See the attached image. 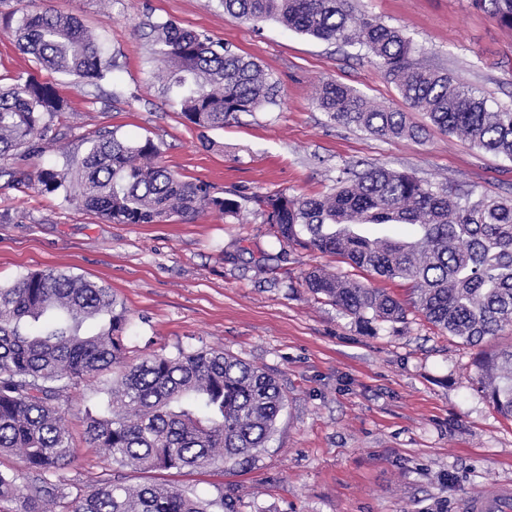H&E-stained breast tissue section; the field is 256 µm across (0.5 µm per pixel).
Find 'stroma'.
Returning a JSON list of instances; mask_svg holds the SVG:
<instances>
[{
	"label": "stroma",
	"mask_w": 512,
	"mask_h": 512,
	"mask_svg": "<svg viewBox=\"0 0 512 512\" xmlns=\"http://www.w3.org/2000/svg\"><path fill=\"white\" fill-rule=\"evenodd\" d=\"M401 28L423 63L458 76L494 106H512V30L471 0H359ZM51 9L77 17L112 62L100 84L40 69L5 30L9 17ZM171 21L252 57L277 80L285 103L201 129L181 114L157 73L153 23ZM51 85L65 109L24 158L62 168L87 139L118 129L153 140L183 179L237 200V216L205 210L158 224H113L63 197L0 178V286L54 269L112 288L127 309L130 358L213 348L262 367L287 396L259 453L234 466L144 471L123 483H163L237 512H461L490 482H512V419L486 397L476 350L422 317L364 331L315 299L301 276L345 269L338 258L280 248L260 197L322 195L343 170L384 165L461 189L512 196V162L429 126L419 139L383 141L331 120L313 100L335 81L379 107L403 108L394 82L365 49L341 46L225 15L219 0H0V83ZM111 372L71 388L61 405L78 485L110 469L85 441L83 412L103 401Z\"/></svg>",
	"instance_id": "stroma-1"
}]
</instances>
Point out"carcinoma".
Segmentation results:
<instances>
[{
    "instance_id": "carcinoma-1",
    "label": "carcinoma",
    "mask_w": 512,
    "mask_h": 512,
    "mask_svg": "<svg viewBox=\"0 0 512 512\" xmlns=\"http://www.w3.org/2000/svg\"><path fill=\"white\" fill-rule=\"evenodd\" d=\"M244 21L274 20L324 41L359 45L376 59L410 109L440 131L512 162V108L492 107L448 73L416 57L402 30L360 12L354 0H221ZM512 29V0H472ZM19 49L42 68L90 84L111 73L100 40L74 16L24 13L10 27ZM159 79L176 90L181 112L201 128H222L242 112L282 104L277 81L250 57L165 21L155 25ZM316 104L334 120L382 140L419 137L408 113L379 108L353 88L327 81ZM64 103L48 84L0 87V160L22 156L47 136ZM16 186L57 193L114 224H156L173 215L212 209L227 216L240 206L202 182L185 181L160 162L150 139L132 141L101 131L70 166L8 171ZM263 223L279 245L340 258L352 268L411 284L402 302L345 272L314 268L303 285L314 296L363 323H405L414 312L441 333L478 346L512 325V197L462 191L407 172L373 166L336 180L318 197L268 196ZM367 225L404 226L407 237L364 234ZM101 322L86 333L85 324ZM127 310L112 290L52 269L0 287V453L13 452L34 483L0 471V500L22 512H235L224 490L203 499L170 485L131 489L102 478L77 492L62 471L74 462L59 402L87 378L112 371L106 401L84 413L86 440L111 464L139 470L197 469L233 464L265 447L285 405L265 370L215 349L128 362ZM483 388L512 419V350L477 357Z\"/></svg>"
}]
</instances>
